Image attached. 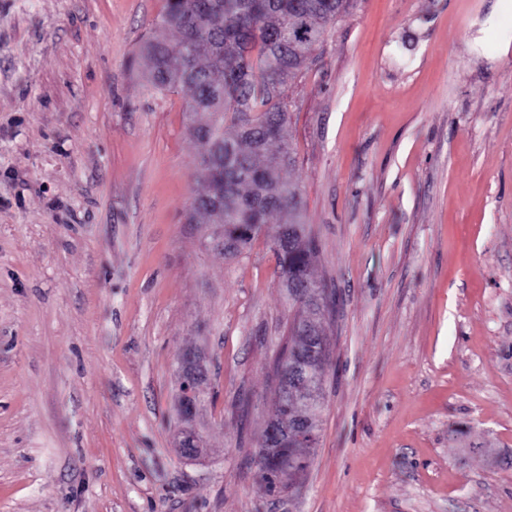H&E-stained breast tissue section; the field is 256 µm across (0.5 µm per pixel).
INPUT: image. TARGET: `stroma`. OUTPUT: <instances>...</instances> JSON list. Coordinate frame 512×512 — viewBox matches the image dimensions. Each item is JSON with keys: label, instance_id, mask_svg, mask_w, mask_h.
<instances>
[{"label": "stroma", "instance_id": "1", "mask_svg": "<svg viewBox=\"0 0 512 512\" xmlns=\"http://www.w3.org/2000/svg\"><path fill=\"white\" fill-rule=\"evenodd\" d=\"M165 5L0 0V512H512V0H354L284 89L337 297L295 492L257 465L294 310L191 219ZM294 446L291 448L300 449L299 461L296 465H306L312 448H316L319 441V434L315 430L303 429L291 437Z\"/></svg>", "mask_w": 512, "mask_h": 512}]
</instances>
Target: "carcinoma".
Instances as JSON below:
<instances>
[{
  "instance_id": "carcinoma-1",
  "label": "carcinoma",
  "mask_w": 512,
  "mask_h": 512,
  "mask_svg": "<svg viewBox=\"0 0 512 512\" xmlns=\"http://www.w3.org/2000/svg\"><path fill=\"white\" fill-rule=\"evenodd\" d=\"M352 0H166L161 25L172 43L148 37L141 56L146 89L191 93L197 161L206 191L194 211L215 224L214 248L236 256L266 233L278 278L315 283L319 241L305 222L302 198L285 171L295 162L282 87L296 79L327 26ZM288 364L314 340L289 328Z\"/></svg>"
}]
</instances>
